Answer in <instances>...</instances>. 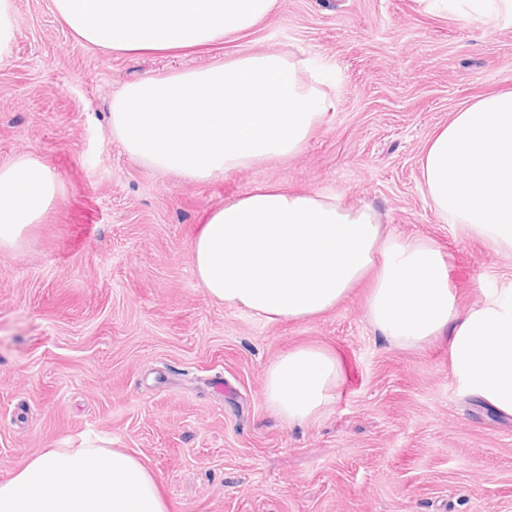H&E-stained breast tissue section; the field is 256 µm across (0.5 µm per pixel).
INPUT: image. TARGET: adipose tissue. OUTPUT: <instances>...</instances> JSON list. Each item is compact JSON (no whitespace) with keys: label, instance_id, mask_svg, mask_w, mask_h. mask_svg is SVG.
Segmentation results:
<instances>
[{"label":"adipose tissue","instance_id":"1","mask_svg":"<svg viewBox=\"0 0 512 512\" xmlns=\"http://www.w3.org/2000/svg\"><path fill=\"white\" fill-rule=\"evenodd\" d=\"M82 40L130 54L182 51L244 34L276 0H52ZM427 10L491 21L512 0H425ZM422 178L433 209L500 252L512 254V92L455 112L428 141ZM61 186L40 160L0 165V249L19 247ZM194 274L214 300L263 320L300 321L338 305L370 280L368 321L390 342L448 339L464 392L512 416V292L459 313L448 263L431 240L384 233L370 207L338 195L260 185L206 214L191 246ZM342 375L330 350L302 345L267 369L263 398L285 424L317 421ZM0 512H169L136 455L88 439L49 448L0 482Z\"/></svg>","mask_w":512,"mask_h":512}]
</instances>
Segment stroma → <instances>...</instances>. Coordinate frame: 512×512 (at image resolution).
Here are the masks:
<instances>
[{
	"instance_id": "obj_1",
	"label": "stroma",
	"mask_w": 512,
	"mask_h": 512,
	"mask_svg": "<svg viewBox=\"0 0 512 512\" xmlns=\"http://www.w3.org/2000/svg\"><path fill=\"white\" fill-rule=\"evenodd\" d=\"M0 49V165L41 160L63 187L20 248L0 250V481L47 448L102 438L153 472L170 512H512V417L464 396L448 340L387 342L367 284L308 320L213 301L193 270L203 216L260 184L369 205L428 238L459 311L512 289V255L431 207L429 138L475 99L512 91V17L419 0H278L206 50L124 54L79 39L52 0H12ZM272 52L327 71V117L295 155L196 182L148 168L112 136V95L147 77ZM336 353L318 422L263 399L289 349Z\"/></svg>"
}]
</instances>
